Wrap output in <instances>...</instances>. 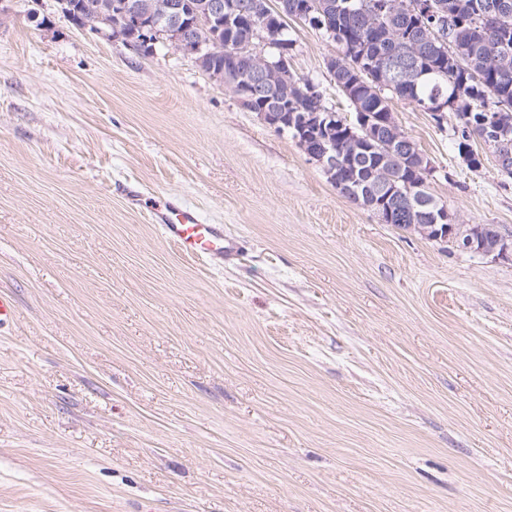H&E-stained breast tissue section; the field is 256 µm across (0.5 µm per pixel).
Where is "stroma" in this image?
Listing matches in <instances>:
<instances>
[{
  "label": "stroma",
  "instance_id": "1",
  "mask_svg": "<svg viewBox=\"0 0 512 512\" xmlns=\"http://www.w3.org/2000/svg\"><path fill=\"white\" fill-rule=\"evenodd\" d=\"M0 19V512H512V258L382 223L193 62ZM292 70L350 108L338 45ZM392 111L460 224L512 178ZM223 227L184 257L128 196Z\"/></svg>",
  "mask_w": 512,
  "mask_h": 512
}]
</instances>
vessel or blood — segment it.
Listing matches in <instances>:
<instances>
[{"instance_id": "obj_1", "label": "vessel or blood", "mask_w": 512, "mask_h": 512, "mask_svg": "<svg viewBox=\"0 0 512 512\" xmlns=\"http://www.w3.org/2000/svg\"><path fill=\"white\" fill-rule=\"evenodd\" d=\"M151 218L160 224L166 238L187 255L220 260L235 248L219 228L203 223L199 213L189 206L158 201L152 207Z\"/></svg>"}]
</instances>
